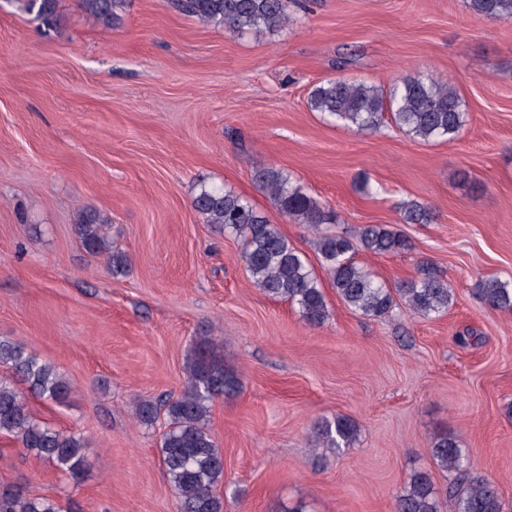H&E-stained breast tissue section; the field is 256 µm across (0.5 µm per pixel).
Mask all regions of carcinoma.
I'll list each match as a JSON object with an SVG mask.
<instances>
[{
  "mask_svg": "<svg viewBox=\"0 0 512 512\" xmlns=\"http://www.w3.org/2000/svg\"><path fill=\"white\" fill-rule=\"evenodd\" d=\"M18 3L23 13L45 28L57 25L58 0ZM81 4L109 27L121 22L130 0H81ZM288 6L289 0H174L180 12L237 36H257L285 27ZM467 7L478 16L512 21V0H467ZM309 107L361 133H375L390 121L425 143L454 142L468 116L465 101L453 85L421 76L403 77L387 88L350 79L328 80L312 90ZM253 179L285 216L316 232L321 267L347 308L361 316L384 318L396 306L398 295L416 315L429 318L448 312L454 293L439 270L424 265L420 276L391 288L354 260L358 249L378 255L408 250L400 233L381 224L361 227L354 239L325 231L323 225L339 222L337 213L304 193L288 173L267 168L255 172ZM192 206L206 223L241 239L242 259L255 287L297 307L308 325L325 323L329 317L325 291L307 257L249 200L201 180ZM403 219L407 224H428L431 213L425 206L411 204L404 208ZM106 223L101 212L82 209L77 213L76 231L84 249L93 255L106 254L112 271L118 273L124 270L126 257L105 238L102 227ZM479 292L488 307L512 311V281L488 278ZM0 368L27 383L41 398L62 401L69 394V384L57 369L10 341L0 340ZM240 385L235 371L201 349L187 370L181 394L165 404L167 431L159 452L176 493L177 512H224V498L215 492L224 480V456L207 421L215 399L237 393ZM313 430L316 445L332 451L348 447L357 436L356 424L344 416L318 421ZM0 434L73 476L85 467L83 439L36 419L7 378H0ZM429 453L438 469L455 474V481L441 497L429 472L413 473L408 487L395 499V512H504L498 489L474 471L455 437L444 434L435 438ZM0 512L59 510L48 498L0 494Z\"/></svg>",
  "mask_w": 512,
  "mask_h": 512,
  "instance_id": "carcinoma-1",
  "label": "carcinoma"
}]
</instances>
